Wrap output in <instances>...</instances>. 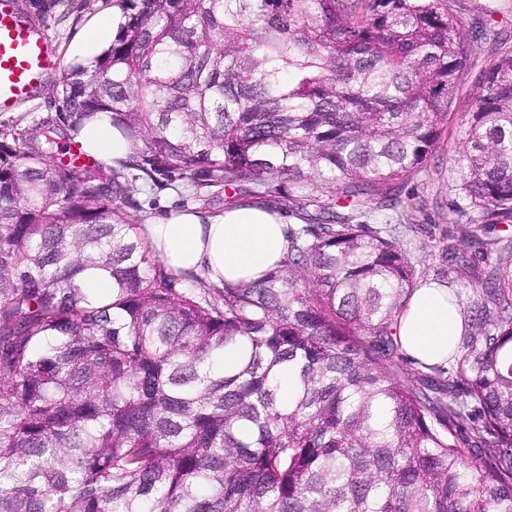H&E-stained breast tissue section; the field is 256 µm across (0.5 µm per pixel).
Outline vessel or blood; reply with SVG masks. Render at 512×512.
Returning a JSON list of instances; mask_svg holds the SVG:
<instances>
[{
	"label": "vessel or blood",
	"mask_w": 512,
	"mask_h": 512,
	"mask_svg": "<svg viewBox=\"0 0 512 512\" xmlns=\"http://www.w3.org/2000/svg\"><path fill=\"white\" fill-rule=\"evenodd\" d=\"M60 67L47 32L23 16L18 0H0V112L32 97Z\"/></svg>",
	"instance_id": "vessel-or-blood-1"
}]
</instances>
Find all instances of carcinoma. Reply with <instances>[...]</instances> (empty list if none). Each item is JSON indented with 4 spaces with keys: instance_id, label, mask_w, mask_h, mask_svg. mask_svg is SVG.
Returning a JSON list of instances; mask_svg holds the SVG:
<instances>
[{
    "instance_id": "cac0c4a2",
    "label": "carcinoma",
    "mask_w": 512,
    "mask_h": 512,
    "mask_svg": "<svg viewBox=\"0 0 512 512\" xmlns=\"http://www.w3.org/2000/svg\"><path fill=\"white\" fill-rule=\"evenodd\" d=\"M125 11L93 69L66 70L57 120L0 142V512H512V261L482 252L475 331L417 391L395 370L415 269L365 209L413 207L389 189L425 172L495 32L449 0ZM100 113L130 160L61 159V127ZM464 125L458 211L509 221L512 50ZM128 177L321 214L339 196L363 221L302 224L266 278L217 288L151 254Z\"/></svg>"
}]
</instances>
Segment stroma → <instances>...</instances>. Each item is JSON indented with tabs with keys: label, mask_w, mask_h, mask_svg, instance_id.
<instances>
[{
	"label": "stroma",
	"mask_w": 512,
	"mask_h": 512,
	"mask_svg": "<svg viewBox=\"0 0 512 512\" xmlns=\"http://www.w3.org/2000/svg\"><path fill=\"white\" fill-rule=\"evenodd\" d=\"M45 2L19 0L29 20L46 27L57 55L63 59L70 41L81 32L88 18L111 13L114 0H53L54 6L50 9ZM451 7L465 24L492 28L497 38L473 43L468 69L455 94L447 135L429 156L425 174L403 183L400 188L402 196L416 199L417 207L399 226L398 232L409 251L419 282L447 284L450 295L460 301L464 315L469 316L483 292L481 283L473 275L482 262L477 247L470 242L467 218L456 211L459 198L454 189L453 170L459 160L461 123L474 104L475 82L501 52L512 50V0H452ZM61 80V74L52 75L33 100L18 105L13 111L0 112V138L30 132L40 123L54 119L61 110L56 95ZM130 188L135 205L128 215L137 225L179 209L194 207L215 213L241 201L237 195L152 189L139 181L131 182ZM450 247L460 258L453 266L449 265L446 255Z\"/></svg>",
	"instance_id": "35a3bbf8"
}]
</instances>
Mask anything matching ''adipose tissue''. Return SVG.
I'll return each mask as SVG.
<instances>
[{"mask_svg": "<svg viewBox=\"0 0 512 512\" xmlns=\"http://www.w3.org/2000/svg\"><path fill=\"white\" fill-rule=\"evenodd\" d=\"M124 21L117 7L111 15L91 17L69 47L70 62L93 65ZM73 137L86 152L116 169L135 149L106 113L85 121ZM141 234L174 274H200L221 287L249 284L274 270L288 250L290 224L284 213L263 204L218 213L190 208L147 220ZM464 329L461 309L450 301L447 287L429 283L413 291L399 318L397 336L411 360L444 365Z\"/></svg>", "mask_w": 512, "mask_h": 512, "instance_id": "adipose-tissue-1", "label": "adipose tissue"}]
</instances>
